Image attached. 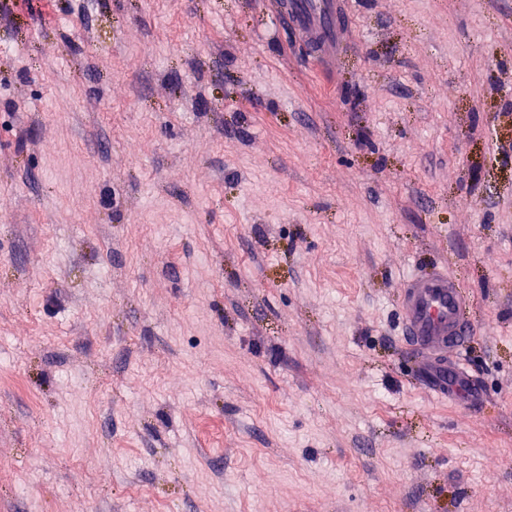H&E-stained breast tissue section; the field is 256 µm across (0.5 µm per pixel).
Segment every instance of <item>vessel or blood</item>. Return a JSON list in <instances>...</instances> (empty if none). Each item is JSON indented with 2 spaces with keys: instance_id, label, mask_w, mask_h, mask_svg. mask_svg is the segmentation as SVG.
Listing matches in <instances>:
<instances>
[{
  "instance_id": "1",
  "label": "vessel or blood",
  "mask_w": 512,
  "mask_h": 512,
  "mask_svg": "<svg viewBox=\"0 0 512 512\" xmlns=\"http://www.w3.org/2000/svg\"><path fill=\"white\" fill-rule=\"evenodd\" d=\"M347 16L346 0H284L281 23L327 65L336 58ZM400 307L407 348L432 358L423 378L428 390L456 403H478L480 386L460 362L448 360L467 340L464 295L455 279L440 269L410 277Z\"/></svg>"
}]
</instances>
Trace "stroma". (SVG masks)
I'll return each mask as SVG.
<instances>
[{
  "instance_id": "35a3bbf8",
  "label": "stroma",
  "mask_w": 512,
  "mask_h": 512,
  "mask_svg": "<svg viewBox=\"0 0 512 512\" xmlns=\"http://www.w3.org/2000/svg\"><path fill=\"white\" fill-rule=\"evenodd\" d=\"M348 2L0 0V512H512V0ZM282 25L318 63L328 66L346 31L348 2L344 0H286L282 2ZM400 307L407 348L434 356L423 378L428 390L455 403H478L481 387L460 360L448 363V353L459 358L468 338L464 295L455 279L440 269L410 277Z\"/></svg>"
}]
</instances>
